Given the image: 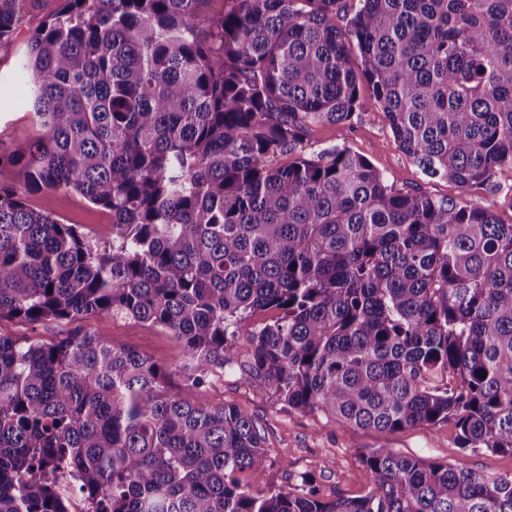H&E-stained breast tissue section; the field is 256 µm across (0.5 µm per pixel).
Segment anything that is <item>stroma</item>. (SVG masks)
<instances>
[{
  "mask_svg": "<svg viewBox=\"0 0 512 512\" xmlns=\"http://www.w3.org/2000/svg\"><path fill=\"white\" fill-rule=\"evenodd\" d=\"M61 5L60 0H37L11 39L0 44V144L12 143L34 133L24 106L26 84L16 75V65L24 54L34 29ZM351 150L378 168L388 185L397 191H415L436 199L452 198L489 210L505 224H512V169L495 176L498 190L485 186L461 189L445 179L424 176L413 159L397 145L388 120L380 107L366 102L352 124H312L302 133L301 150L314 155L331 147ZM28 205L59 216L64 223L77 224L96 236L108 233L112 217L75 193L42 190L27 199ZM89 331L106 337L114 346L131 347L156 361L167 371L166 387L180 393L184 384V353L181 344L166 332L146 324L112 317H89L68 323L47 321L38 327L17 321L0 320V335L31 338L45 343L74 332ZM215 404L239 408L255 420L270 457L261 482L246 472L239 473L241 484H258L261 490L288 489L296 475L312 474L325 498H354L374 487L371 472L360 457L378 447L372 431L360 429L320 413L288 409L272 394L257 388L238 367H225L208 392ZM394 451L437 462L462 465L494 478L512 475V455L483 448H459L453 426H415L393 433L388 441Z\"/></svg>",
  "mask_w": 512,
  "mask_h": 512,
  "instance_id": "obj_1",
  "label": "stroma"
}]
</instances>
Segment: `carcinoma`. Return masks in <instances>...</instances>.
<instances>
[{
	"instance_id": "carcinoma-1",
	"label": "carcinoma",
	"mask_w": 512,
	"mask_h": 512,
	"mask_svg": "<svg viewBox=\"0 0 512 512\" xmlns=\"http://www.w3.org/2000/svg\"><path fill=\"white\" fill-rule=\"evenodd\" d=\"M63 2L17 67L35 135L0 153V319L149 323L185 384L94 333L0 335V512H66L57 466L95 512H512V477L385 444L451 424L512 454V224L395 191L346 148L274 165L368 97L425 176L492 184L512 168V0H357L344 26L342 0ZM32 6L0 0V43ZM42 189L110 211L109 233L29 207ZM243 355L288 407L384 440L361 456L373 490L240 484L264 476L260 431L206 391ZM277 309H264L253 312L242 319L236 326L237 338L240 343H245L250 335L260 327L271 324L279 315Z\"/></svg>"
}]
</instances>
